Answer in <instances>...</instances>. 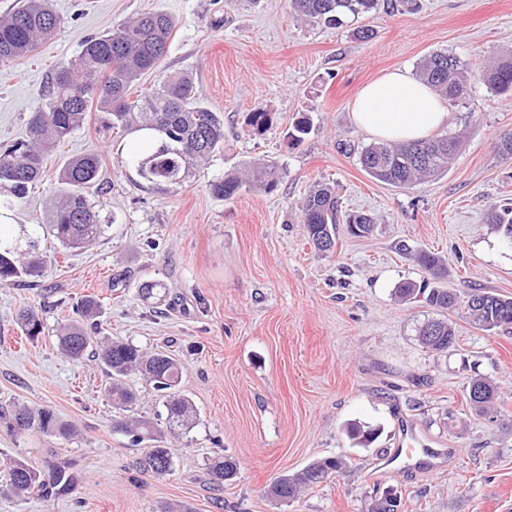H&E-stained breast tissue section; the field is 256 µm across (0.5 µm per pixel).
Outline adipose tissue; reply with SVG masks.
<instances>
[{"mask_svg": "<svg viewBox=\"0 0 512 512\" xmlns=\"http://www.w3.org/2000/svg\"><path fill=\"white\" fill-rule=\"evenodd\" d=\"M351 118L375 141H413L446 127L449 112L440 97L417 77L396 70L358 92Z\"/></svg>", "mask_w": 512, "mask_h": 512, "instance_id": "ef3b65f1", "label": "adipose tissue"}]
</instances>
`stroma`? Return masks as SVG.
I'll use <instances>...</instances> for the list:
<instances>
[{
  "label": "stroma",
  "mask_w": 512,
  "mask_h": 512,
  "mask_svg": "<svg viewBox=\"0 0 512 512\" xmlns=\"http://www.w3.org/2000/svg\"><path fill=\"white\" fill-rule=\"evenodd\" d=\"M57 33L28 59L0 64V144L21 137L55 71L91 36L144 11L175 21L168 51L140 87L173 72L193 75L200 99L224 116V149L182 186L160 192L140 181L129 137L90 112L49 158L28 201L10 208L12 246L38 239L51 256L34 283L0 287V408L20 403L53 409L76 425L64 440L0 428V469L20 459L38 470L64 464L61 492L18 497L0 486V512H367L375 493L400 496L401 512H512V333L471 327L461 311L446 353L423 348L416 330L437 315L424 299L399 301L398 284L419 281L414 254L448 264L447 288L512 296V240L491 222L512 206V159L499 156L498 134L512 130V99L492 96L475 78L482 62L512 51V0H417L415 9L385 0L377 14L340 28L304 22L287 0H52ZM369 27L371 38H359ZM456 56L473 75L467 95L448 102V134L461 138L447 173L410 188L370 177L358 155L370 139L351 121V103L385 72L417 73L425 56ZM269 113L261 133L250 112ZM310 131L294 140V125ZM100 155L87 191L104 226L87 248L63 253L44 226L62 159ZM277 163L270 192L230 201L209 181L229 169ZM336 188L340 210L374 221L370 236L339 234L333 252L309 245L299 204L316 181ZM166 290L146 299L143 282ZM85 295L101 304V334L174 355L181 388L197 411L194 427L170 428L152 384L134 374V413L154 420L174 456L172 474L133 468L136 448L113 431L116 409L104 395L94 358L72 360L56 347L61 323ZM32 305L44 331L23 336L17 311ZM484 377L500 392L498 417L475 414L466 396ZM379 429L367 448L348 423ZM450 449L439 470L381 457L400 447L406 427ZM233 457L236 477L222 490L208 465ZM342 458L338 476L291 502L271 499L279 476L314 460Z\"/></svg>",
  "instance_id": "1"
}]
</instances>
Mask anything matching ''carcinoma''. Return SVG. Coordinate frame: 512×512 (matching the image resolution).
Returning <instances> with one entry per match:
<instances>
[{
    "instance_id": "obj_1",
    "label": "carcinoma",
    "mask_w": 512,
    "mask_h": 512,
    "mask_svg": "<svg viewBox=\"0 0 512 512\" xmlns=\"http://www.w3.org/2000/svg\"><path fill=\"white\" fill-rule=\"evenodd\" d=\"M380 0H288L289 11L305 21L339 27L349 16L377 11ZM60 18L51 0H24L20 7L0 17V62L19 61L30 56L38 46L51 39ZM175 28L174 20L161 12L132 15L111 31L87 38L77 58L61 65L44 95V103L36 107L28 121L26 135L0 146V187L10 189L21 202L42 181L48 157L56 146L84 127L89 112L105 114L104 126L125 136L148 131L158 146L135 156L136 172L145 182L165 192L187 181L213 154L224 148V117L199 101L193 78L187 72H176L158 87L132 96V88L142 76L158 66L166 55ZM418 77L438 94L455 100L467 91L468 72L452 54L434 52L421 64ZM478 79L494 95L512 99V53L486 63ZM459 148L452 137L427 138L410 144H371L359 157L361 167L372 178L406 188L417 182L437 177L448 170V163ZM263 179L251 181L239 172H229L209 183L211 193L232 200L257 186L271 190L277 185L276 163L262 166ZM101 160L96 154L70 158L62 164L59 181L61 192L52 200L47 234L65 249H80L96 241L104 231L99 215L86 196V188L100 174ZM301 223L308 240L321 251H333L339 224V200L335 189L326 182L310 185L299 205ZM345 230L361 238L373 230L372 218L362 212L350 213L344 219ZM414 259L434 279L448 276V266L440 256L421 250ZM46 256L39 252L38 242H29V250L20 253L12 247L0 248V286H10L44 275ZM399 297L410 300L426 296V302L440 312L461 307L471 327L495 331L512 326V297L475 290L459 297L445 288H429L423 280L404 281L396 289ZM100 306L92 296L81 300L76 318L64 324L57 334V344L68 358H83L91 343L88 329L95 327ZM18 322L25 335L34 339L43 325L32 308L18 312ZM420 344L437 353H446L457 344V329L447 318L431 319L418 328ZM97 357L107 377L105 395L122 411L133 407L136 394L127 382L137 371L164 397L167 420L174 427L189 428L196 411L180 389L182 371L173 357L162 352H146L121 341H104ZM497 387L484 378L472 380L467 401L480 415L494 414L498 405ZM0 420L13 432L36 431L70 439L75 427L49 408L33 409L18 404ZM113 430L130 438L131 446L145 445L135 459L136 469L154 476L173 471L171 449L163 445L155 423L146 417H118ZM348 436L368 447L379 437L377 429L358 423L347 427ZM343 462L338 458L316 460L302 470L275 480L268 494L281 502H290L304 490L340 473ZM237 462L220 456L208 466L210 483L217 488L233 480ZM4 480L9 491L24 496L43 485L42 475L24 461L7 464ZM399 496L385 491L370 505L369 512H400Z\"/></svg>"
}]
</instances>
